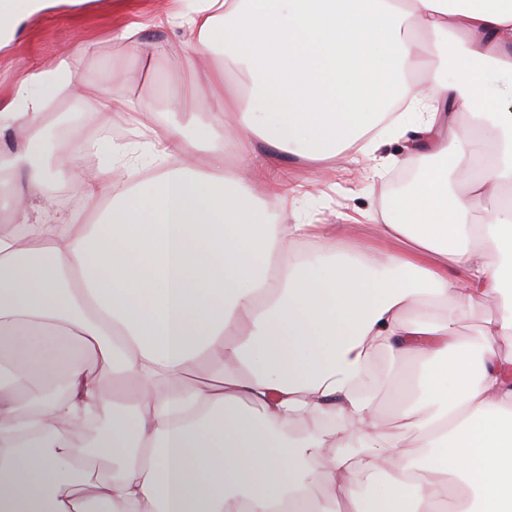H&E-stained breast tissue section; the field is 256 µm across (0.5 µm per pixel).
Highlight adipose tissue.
<instances>
[{"label":"adipose tissue","mask_w":512,"mask_h":512,"mask_svg":"<svg viewBox=\"0 0 512 512\" xmlns=\"http://www.w3.org/2000/svg\"><path fill=\"white\" fill-rule=\"evenodd\" d=\"M65 1L84 2L0 0V47ZM157 22L188 31L205 111L189 96L151 124L153 104L107 70L97 130L49 152L69 119L52 103L81 93L68 63L0 99L14 134L0 145V512H332L323 443L292 426L335 417L326 474L343 512H512V349L498 344L512 339V98L485 92L512 77V0H196ZM454 111L470 124L436 138ZM116 115L133 140L110 137ZM382 125L438 162L380 209L373 262L320 225L271 223L253 191L265 170L224 163L259 141L367 157ZM53 182L80 208L50 211ZM491 303L503 314L472 354L455 320ZM430 306L439 318L410 319ZM381 350L428 361L439 407L414 432H385L357 387ZM204 357L219 384H185ZM120 375L133 400L113 392ZM84 412L105 425L92 446L72 433ZM380 472L362 499L356 478Z\"/></svg>","instance_id":"adipose-tissue-1"}]
</instances>
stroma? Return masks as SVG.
I'll use <instances>...</instances> for the list:
<instances>
[{"label": "stroma", "instance_id": "35a3bbf8", "mask_svg": "<svg viewBox=\"0 0 512 512\" xmlns=\"http://www.w3.org/2000/svg\"><path fill=\"white\" fill-rule=\"evenodd\" d=\"M169 5V0H93L90 11L78 18L66 14L34 17L20 38L0 48V96L8 97L17 78L28 70L54 67L65 57L87 94H98V75L109 69L118 78L119 89L130 96L153 101L160 111H175L180 69L164 63L146 66L140 78L126 82L122 76L129 62L115 56L110 47L113 27L135 17L147 24L140 35L142 55H151L157 45L165 44L173 57H190L187 34L150 24ZM86 39L93 46L85 51L79 43ZM406 154L405 141L387 138L372 159L356 163L343 153L329 161L322 175L316 174L313 164L295 157L279 158L274 174L287 184L288 201L305 220L327 225L331 233L347 234L370 248L378 242V227L371 215L393 193L398 160Z\"/></svg>", "mask_w": 512, "mask_h": 512}]
</instances>
